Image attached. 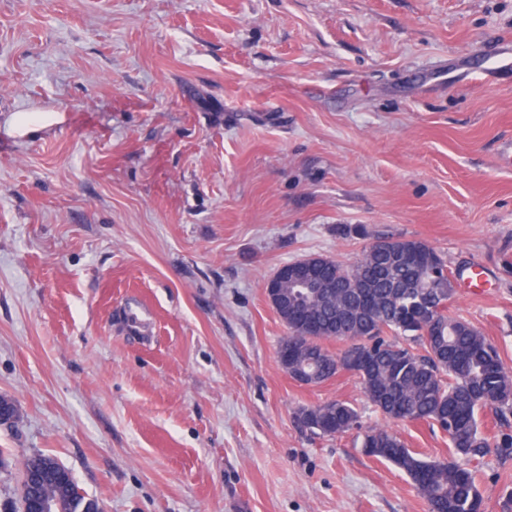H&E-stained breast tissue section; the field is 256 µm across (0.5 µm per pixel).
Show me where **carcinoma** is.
<instances>
[{"instance_id":"cac0c4a2","label":"carcinoma","mask_w":512,"mask_h":512,"mask_svg":"<svg viewBox=\"0 0 512 512\" xmlns=\"http://www.w3.org/2000/svg\"><path fill=\"white\" fill-rule=\"evenodd\" d=\"M327 288L288 285V302L308 311L323 325L341 327L336 338L345 347L332 353L327 337L303 336L302 327L288 322V334L300 347L291 374L324 383L345 370L357 344H372L357 367L367 400L388 420L425 421L448 435L456 453L485 457L490 448L512 450V373L496 348L478 329L459 316L424 313L444 308L456 293V277L446 260L417 239L383 240L368 246L351 264L327 259ZM494 412L498 433L488 436L480 415ZM304 427L322 436L359 428L354 407L342 400L300 410ZM368 455L403 472L426 501L428 512H481L482 498L475 474L447 460H426L406 447L393 432H364ZM51 472L48 491L66 501L67 512H98L96 504L78 494L72 476L53 457L27 458Z\"/></svg>"}]
</instances>
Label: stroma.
<instances>
[{"mask_svg": "<svg viewBox=\"0 0 512 512\" xmlns=\"http://www.w3.org/2000/svg\"><path fill=\"white\" fill-rule=\"evenodd\" d=\"M512 0H0V512L56 458L101 512H427L350 403L512 512V454L301 385L265 283L416 238L512 369ZM316 265L314 263H309L307 265L298 264L297 262H289L283 264L275 273V275L269 279L265 284V292L274 311L277 310L276 303V289H277V281L283 275L291 274L292 277L297 279L299 282L305 281L308 285H311L314 282L313 270ZM299 419L304 427L322 436H336L359 429V416L354 407L342 400L300 410Z\"/></svg>", "mask_w": 512, "mask_h": 512, "instance_id": "obj_1", "label": "stroma"}]
</instances>
